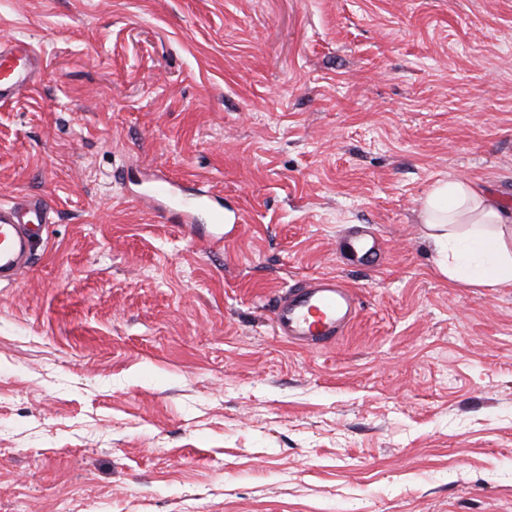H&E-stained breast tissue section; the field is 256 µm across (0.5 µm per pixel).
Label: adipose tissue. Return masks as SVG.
<instances>
[{"mask_svg": "<svg viewBox=\"0 0 512 512\" xmlns=\"http://www.w3.org/2000/svg\"><path fill=\"white\" fill-rule=\"evenodd\" d=\"M438 271L454 287L512 288V210L479 184L439 178L421 211Z\"/></svg>", "mask_w": 512, "mask_h": 512, "instance_id": "1", "label": "adipose tissue"}]
</instances>
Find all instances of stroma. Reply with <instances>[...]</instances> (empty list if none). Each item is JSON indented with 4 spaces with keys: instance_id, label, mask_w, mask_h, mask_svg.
I'll return each instance as SVG.
<instances>
[{
    "instance_id": "obj_1",
    "label": "stroma",
    "mask_w": 512,
    "mask_h": 512,
    "mask_svg": "<svg viewBox=\"0 0 512 512\" xmlns=\"http://www.w3.org/2000/svg\"><path fill=\"white\" fill-rule=\"evenodd\" d=\"M5 39L0 202L55 222L0 283V512H512V288L420 220L444 176L512 209V0H0ZM157 170L231 222L144 208ZM317 275L359 313L298 348ZM41 56L33 44L0 42V102H9L34 81ZM351 247L368 263L376 264L380 260V249L376 245L375 235L365 227L355 226L348 233ZM357 311L350 288L334 276H316L278 293L273 333L299 346L326 347L347 335Z\"/></svg>"
}]
</instances>
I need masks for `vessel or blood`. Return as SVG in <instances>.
<instances>
[{
  "label": "vessel or blood",
  "mask_w": 512,
  "mask_h": 512,
  "mask_svg": "<svg viewBox=\"0 0 512 512\" xmlns=\"http://www.w3.org/2000/svg\"><path fill=\"white\" fill-rule=\"evenodd\" d=\"M41 59L33 44L15 40L0 42V102H9L34 80ZM175 181L156 175L139 202L164 215L180 218L192 227L196 212L211 209L214 223H224L221 208L212 207L205 194L181 195ZM53 209L43 196L27 195L0 203V283L17 281L30 265L34 239L52 224ZM353 250L375 264L380 249L375 235L356 226L348 233ZM357 317L356 297L333 276H316L279 292L272 309L274 335L306 347H326L346 336Z\"/></svg>",
  "instance_id": "vessel-or-blood-1"
}]
</instances>
